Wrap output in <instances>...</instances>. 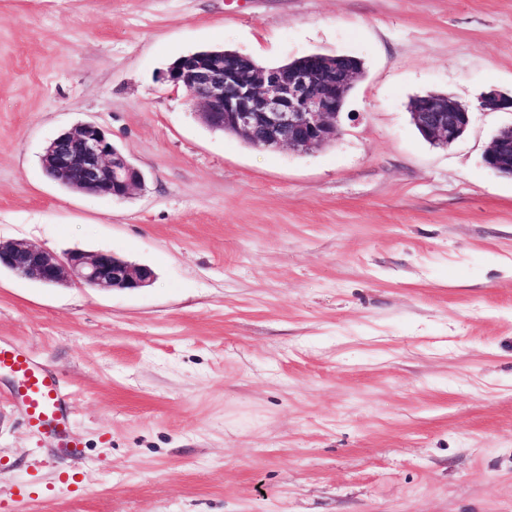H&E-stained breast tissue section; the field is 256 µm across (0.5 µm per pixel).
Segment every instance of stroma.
<instances>
[{"mask_svg":"<svg viewBox=\"0 0 512 512\" xmlns=\"http://www.w3.org/2000/svg\"><path fill=\"white\" fill-rule=\"evenodd\" d=\"M232 49L359 59L335 143L261 150L163 78ZM512 0H0V242L111 251L137 290L0 270V343L54 371L81 454L0 373V512H512ZM471 112L450 147L415 97ZM99 124L123 201L50 181ZM484 162L495 172L512 177V124L494 135L485 151Z\"/></svg>","mask_w":512,"mask_h":512,"instance_id":"stroma-1","label":"stroma"}]
</instances>
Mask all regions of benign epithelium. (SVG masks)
<instances>
[{
  "label": "benign epithelium",
  "mask_w": 512,
  "mask_h": 512,
  "mask_svg": "<svg viewBox=\"0 0 512 512\" xmlns=\"http://www.w3.org/2000/svg\"><path fill=\"white\" fill-rule=\"evenodd\" d=\"M339 57L309 53L288 66L263 67L242 53L201 51L179 57L164 74L174 89L199 109L211 129L229 130L264 149L307 152L334 139L343 103L357 72L338 68ZM486 110H512V95L492 91L481 98ZM416 129L432 143L448 147L466 131L469 111L454 97L427 94L411 107ZM485 164L512 177V124L501 128L484 154ZM42 166L51 179L76 192L112 200L128 197L142 172L94 123L60 134L46 148ZM54 285L74 282L92 288H143L153 271L111 252L71 251L58 257L37 246L0 243V269Z\"/></svg>",
  "instance_id": "7a95c632"
}]
</instances>
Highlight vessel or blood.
I'll list each match as a JSON object with an SVG mask.
<instances>
[{"label": "vessel or blood", "mask_w": 512, "mask_h": 512, "mask_svg": "<svg viewBox=\"0 0 512 512\" xmlns=\"http://www.w3.org/2000/svg\"><path fill=\"white\" fill-rule=\"evenodd\" d=\"M0 370L15 376V396L25 408L28 424L53 434L61 452L77 448V441L69 438L65 428L64 394L56 376L17 349L1 345Z\"/></svg>", "instance_id": "vessel-or-blood-1"}]
</instances>
